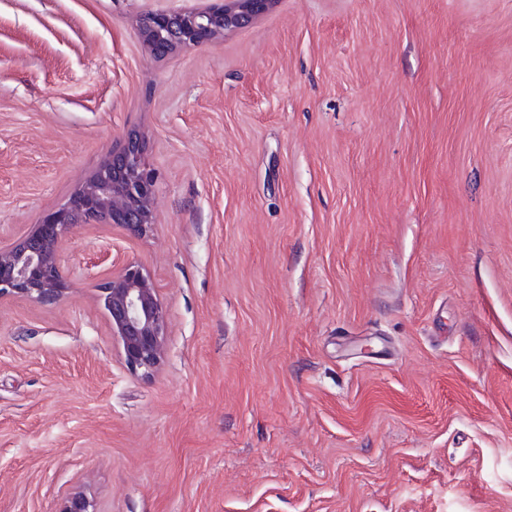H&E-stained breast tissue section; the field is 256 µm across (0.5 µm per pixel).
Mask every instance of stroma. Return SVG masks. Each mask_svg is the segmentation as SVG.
<instances>
[{"instance_id": "obj_1", "label": "stroma", "mask_w": 512, "mask_h": 512, "mask_svg": "<svg viewBox=\"0 0 512 512\" xmlns=\"http://www.w3.org/2000/svg\"><path fill=\"white\" fill-rule=\"evenodd\" d=\"M187 5L0 0V241L130 131L157 198L0 300V512H512V0H276L146 54ZM125 260L147 377L97 300ZM197 5L148 12L139 18L143 45L154 57L201 46L242 28L266 13L276 0H195ZM98 291L126 368L144 375L158 370L168 350V314L152 277L136 261H127L112 268Z\"/></svg>"}]
</instances>
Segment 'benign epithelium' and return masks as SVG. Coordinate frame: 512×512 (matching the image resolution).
Returning <instances> with one entry per match:
<instances>
[{"label":"benign epithelium","mask_w":512,"mask_h":512,"mask_svg":"<svg viewBox=\"0 0 512 512\" xmlns=\"http://www.w3.org/2000/svg\"><path fill=\"white\" fill-rule=\"evenodd\" d=\"M276 0H199L173 11L139 18L143 45L154 57L201 46L242 28L266 13ZM156 223L155 178L144 159V142L129 133L112 147L95 170L61 206L47 213L13 242L0 244V300L20 297L56 303L72 283L61 265L62 247L78 224H113L144 236ZM98 302L109 320L112 338L126 368L150 375L168 350V314L152 277L127 261L100 285ZM57 512H100L75 492Z\"/></svg>","instance_id":"1"}]
</instances>
